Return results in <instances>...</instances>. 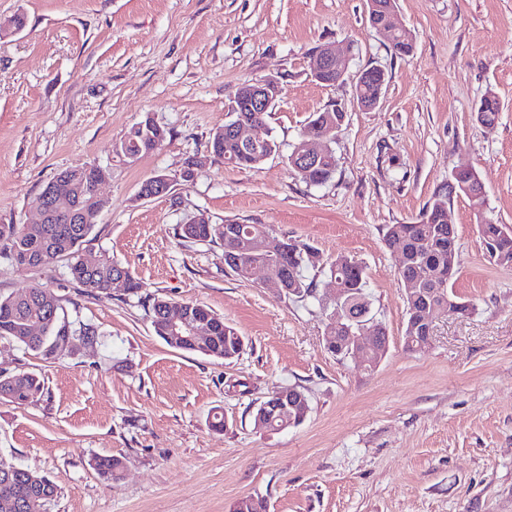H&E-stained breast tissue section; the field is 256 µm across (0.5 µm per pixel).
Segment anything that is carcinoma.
Here are the masks:
<instances>
[{"mask_svg": "<svg viewBox=\"0 0 512 512\" xmlns=\"http://www.w3.org/2000/svg\"><path fill=\"white\" fill-rule=\"evenodd\" d=\"M392 54L406 58L413 54V38L404 31L391 37ZM353 98L372 103L384 94V89L373 82L354 83ZM341 105L336 103L312 114L308 125L334 134V125L343 118ZM165 127L139 130L131 127L121 143L122 154L140 157L155 151L167 137ZM214 157L238 169L254 168L277 151L273 139L252 144L244 143L232 133L219 128L210 141ZM337 167L336 155L329 152L316 161L315 168L305 175L294 174L308 185L322 186L329 183ZM451 192L439 193L427 206L418 223L390 224L385 229L387 246L403 248L405 259L400 263L398 276L402 288L411 289L412 295L421 294L438 312L448 311V300L455 299L451 288L452 279L448 274L447 203ZM503 225L486 220L477 225L487 256L494 264L512 267V232L502 235ZM94 225L74 224L66 218H52L47 224H0V248L7 251L17 265L23 264L22 257L31 255V268H46L60 261L67 262L70 280L88 291L108 289L116 261L106 255L99 256L98 266L90 269L85 265L84 245L91 241ZM267 232L263 224H244L226 219L222 224L203 221L199 224H179L176 234L181 240L194 244H219L224 248V266L240 280L245 279L244 271L257 263L274 261L281 267L284 283L292 288L287 298H315L316 287L307 272L319 268L326 270L343 288L341 302L348 308V316L333 326L331 336L341 344L347 336L361 331L375 329L377 335L387 337L384 324L372 314L365 318L359 315L368 310L369 301L364 292L365 272L356 260L338 255L330 262L323 258L314 246L296 239H279L280 247L273 253L260 249L254 240ZM167 299L157 297L149 302V313L154 332L165 338L163 309ZM192 317L209 327L210 356L231 360L240 356L245 347L244 337L224 318L199 303H187ZM62 310L59 298L53 291L41 285L8 296L0 295V340L6 339L41 356H47L52 347L66 336L82 339L90 345L97 343L98 331L89 324L74 330L61 315L53 312ZM31 323L41 325L38 335L30 336L24 327ZM45 394L44 382L35 374L0 377V400L16 404H28L42 400ZM92 468L102 480L109 484L122 478V461L115 456H100L91 462ZM57 494V485L48 477L36 471L17 467L0 457V512H27L25 503L32 496H41L46 502ZM234 512H266L261 498H245L234 505Z\"/></svg>", "mask_w": 512, "mask_h": 512, "instance_id": "obj_1", "label": "carcinoma"}]
</instances>
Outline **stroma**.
Here are the masks:
<instances>
[{
	"mask_svg": "<svg viewBox=\"0 0 512 512\" xmlns=\"http://www.w3.org/2000/svg\"><path fill=\"white\" fill-rule=\"evenodd\" d=\"M396 3L415 44L407 58L369 26L366 0H0V19H26L0 35V224L34 222L59 171L109 168L87 250L142 284L136 296L90 292L65 262L35 269L0 256L1 295L51 288L69 321L100 335L54 358L0 341V372L45 382L37 403L0 400V457L58 484L47 512H230L250 496L267 512H512V268L489 261L476 231L485 217L512 226V0ZM326 42L350 53L351 73L385 69L376 108L357 106L351 82L314 80L310 59ZM267 76L282 95L257 133L278 149L253 169L224 165L211 135L241 84ZM489 91L501 106L491 128L475 116ZM336 102L347 113L328 142L336 173L310 186L288 157L310 115ZM149 115L169 135L129 161L117 149ZM463 167L485 195L447 204L452 292L474 310L436 320L431 346L411 352L400 253L383 234L418 221ZM158 172L173 177L170 194L137 200ZM201 212L361 262L389 334L380 364L327 353L329 310L278 296L267 271L239 280L222 247L175 236ZM153 297L224 316L243 353L224 361L168 346L151 326ZM287 386L307 396V418L256 432L255 407ZM217 410L221 432L210 426ZM105 455L123 462L110 487L91 467Z\"/></svg>",
	"mask_w": 512,
	"mask_h": 512,
	"instance_id": "1",
	"label": "stroma"
}]
</instances>
